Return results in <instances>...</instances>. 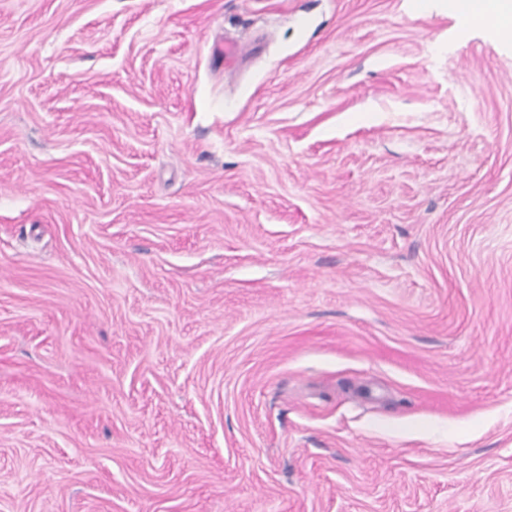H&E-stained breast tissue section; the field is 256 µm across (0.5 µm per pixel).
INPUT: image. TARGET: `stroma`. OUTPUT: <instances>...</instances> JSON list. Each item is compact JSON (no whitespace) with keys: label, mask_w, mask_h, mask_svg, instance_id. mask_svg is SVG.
<instances>
[{"label":"stroma","mask_w":512,"mask_h":512,"mask_svg":"<svg viewBox=\"0 0 512 512\" xmlns=\"http://www.w3.org/2000/svg\"><path fill=\"white\" fill-rule=\"evenodd\" d=\"M0 512H512V45L0 0Z\"/></svg>","instance_id":"1"}]
</instances>
